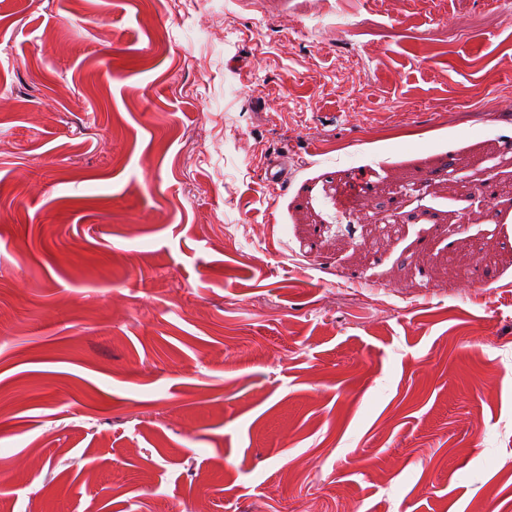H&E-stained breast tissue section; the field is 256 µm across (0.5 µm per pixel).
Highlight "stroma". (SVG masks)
Returning <instances> with one entry per match:
<instances>
[{
  "label": "stroma",
  "mask_w": 512,
  "mask_h": 512,
  "mask_svg": "<svg viewBox=\"0 0 512 512\" xmlns=\"http://www.w3.org/2000/svg\"><path fill=\"white\" fill-rule=\"evenodd\" d=\"M1 497L512 512V0H0Z\"/></svg>",
  "instance_id": "obj_1"
}]
</instances>
